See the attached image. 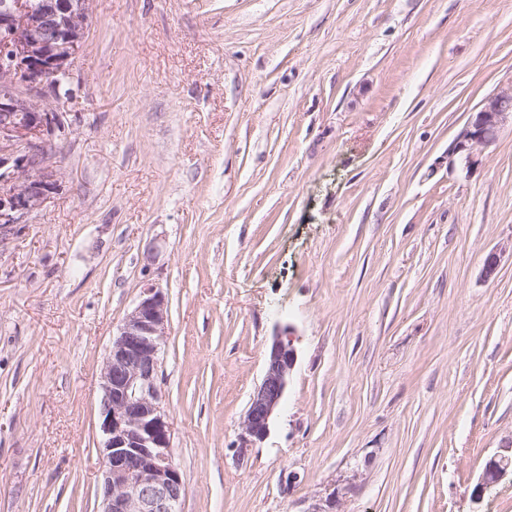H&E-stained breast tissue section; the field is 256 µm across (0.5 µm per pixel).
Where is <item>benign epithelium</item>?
Instances as JSON below:
<instances>
[{"instance_id": "obj_1", "label": "benign epithelium", "mask_w": 512, "mask_h": 512, "mask_svg": "<svg viewBox=\"0 0 512 512\" xmlns=\"http://www.w3.org/2000/svg\"><path fill=\"white\" fill-rule=\"evenodd\" d=\"M93 0L0 3V234L26 224L55 193L63 173L47 145L65 136L55 103L65 98L89 31ZM512 124V84L486 96L448 148V167L480 165L484 147ZM507 248L485 259L494 277ZM168 328L164 289L146 279L112 337L101 369L100 512H183L188 490L173 461L172 423L158 384ZM293 327L275 332L262 382L246 411L241 449L267 438L296 363ZM512 470V440L486 463L490 484Z\"/></svg>"}]
</instances>
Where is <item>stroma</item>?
<instances>
[{
  "label": "stroma",
  "instance_id": "35a3bbf8",
  "mask_svg": "<svg viewBox=\"0 0 512 512\" xmlns=\"http://www.w3.org/2000/svg\"><path fill=\"white\" fill-rule=\"evenodd\" d=\"M512 0H94L64 176L0 241V512H99L100 373L145 279L184 512H512ZM161 252L145 266L147 242ZM297 361L242 448L277 326ZM512 127V82L486 96L448 148V166L471 171L481 163L484 147L497 140L506 124ZM500 448H502L500 453L494 455L486 463L482 485L499 480L509 469L512 472V438H510V441L504 442Z\"/></svg>",
  "mask_w": 512,
  "mask_h": 512
}]
</instances>
